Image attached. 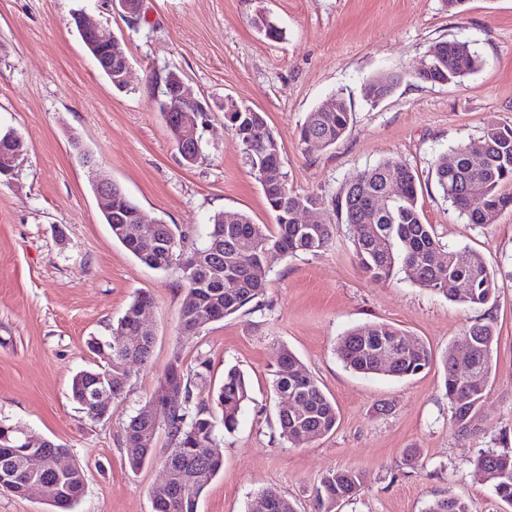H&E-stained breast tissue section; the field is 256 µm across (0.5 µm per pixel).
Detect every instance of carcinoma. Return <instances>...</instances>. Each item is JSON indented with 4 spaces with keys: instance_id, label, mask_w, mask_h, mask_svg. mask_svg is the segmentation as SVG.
I'll use <instances>...</instances> for the list:
<instances>
[{
    "instance_id": "obj_1",
    "label": "carcinoma",
    "mask_w": 512,
    "mask_h": 512,
    "mask_svg": "<svg viewBox=\"0 0 512 512\" xmlns=\"http://www.w3.org/2000/svg\"><path fill=\"white\" fill-rule=\"evenodd\" d=\"M435 55L425 57L427 69L416 72L426 83L438 79L446 83L460 82L466 74L479 69L482 59L467 41H442ZM398 78L381 74L368 79L363 86L365 98L375 88L391 92ZM336 107L327 111L322 104L309 112L300 126L304 144L319 142L328 148L347 134L353 124L351 105L344 97H335ZM246 163L256 168L268 164L282 168V150L278 138L259 112H245L241 121L231 125ZM437 187L460 214L471 224H491L495 217L512 208V193L503 188L512 185V128L487 124L483 135L459 144L438 156L434 164ZM398 182L401 193L386 198V185ZM267 203L275 215L276 232L267 225L256 224L241 214L233 223L224 213L211 216L209 229L201 244L185 247L184 236L169 224H133L131 215L138 206L121 194L112 202V238L121 243L146 266L163 272L175 269L182 282L184 298L179 313L178 329L183 336H195V328L208 326L238 312L263 295L270 262L298 252L318 254L333 245L336 228L331 224H303L298 214L306 209L326 205L317 194H298L288 189L286 180L275 179L261 184ZM480 206L469 209L471 198ZM333 210L349 226L358 265L371 280L385 282L401 270L420 287L441 294L452 301L485 305L498 288L497 273L473 255L468 259L448 248V262L435 264L432 256L442 250L433 227L422 220L418 179L412 169L400 160L388 159L363 170L357 179L331 200ZM152 241L149 249L140 240ZM152 298L137 296L124 315L112 326L108 337H94L90 348L102 365L78 372L71 384L73 400L87 414H92V400L104 388L112 387V398L124 392L129 377L128 366L142 365L152 357L155 337L145 336L142 343L126 347L119 337L134 336L142 311L151 307ZM405 334L388 323L355 327L339 338L336 347L344 367L364 376L403 379L429 368L434 361L430 347L421 340L407 348ZM463 337L469 339L473 363L477 366L474 380L460 377L453 361V349L441 356L443 384L452 404V421L457 433L467 435L475 430L474 419L485 397L486 383L492 371L495 330L492 322H476ZM392 354L381 362V352ZM278 370L273 386L276 393L288 399L277 418L279 434L296 445L298 438L311 441L330 433L336 426L337 413L317 379L286 347L278 351ZM178 382L183 388L179 406L170 410L161 422H155L141 405L129 417L124 434H142L147 451L128 454L132 468L161 458L170 467V489L153 499L154 512H197L201 493L223 469L220 457L205 459L202 449L216 446L218 430L214 415L204 401L197 399L191 377L185 375L182 357L176 352L165 367L160 383ZM248 397L245 377L236 368L224 375L217 393L224 430L231 433L238 426L239 414ZM165 433L168 447L157 452V439ZM25 444L13 427L0 424V478L9 482L8 493L25 496L28 484L41 482L53 490L46 501L53 512H72L85 489L83 468L75 466L66 475L48 468L33 475L22 461ZM481 470L495 473L498 497L512 504V456L487 454L478 459ZM362 475L349 469H333L325 473L317 488L318 512H335L340 502L355 497L362 488ZM251 512H295L292 503L282 497L267 503L258 497ZM428 512H470L469 504L450 494L435 500Z\"/></svg>"
}]
</instances>
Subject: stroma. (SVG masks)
I'll return each mask as SVG.
<instances>
[{"label":"stroma","mask_w":512,"mask_h":512,"mask_svg":"<svg viewBox=\"0 0 512 512\" xmlns=\"http://www.w3.org/2000/svg\"><path fill=\"white\" fill-rule=\"evenodd\" d=\"M265 12L283 31L268 38L253 22ZM84 14L123 43L127 90L113 88L73 24ZM458 39L484 58L458 83L420 82L415 71L432 45ZM180 70L207 104L204 152L186 164L154 99L155 77ZM401 77L393 92L367 101L365 80ZM353 112L334 146H306L299 127L334 95ZM233 98L261 112L283 151L282 172L299 194L334 197L365 168L388 159L421 183L424 223L442 243L478 255L498 274L484 306L453 302L404 274L386 282L360 269L346 225L332 208L336 242L321 254L270 264L263 296L199 335L183 336V293L176 272L151 269L112 233L89 174L71 146L79 139L143 212L200 241L211 215L274 217L238 140L224 120ZM512 127V0H467L459 14L444 0H142L139 25L111 0H0V130L14 131L26 154L0 183V423L66 446L85 472L73 512H154L160 460L131 469L123 425L159 388L173 353L195 373L197 398L210 399L225 372L240 369L249 398L233 433L216 450L224 468L201 494L197 512H248L274 493L297 512H317L323 474L351 469L363 489L336 512H427L455 494L471 512H512L475 467L480 455L512 453V211L496 221H466L434 183L436 157L478 139L488 122ZM153 299L151 361L132 367L109 415L91 419L71 398L73 376L98 364L87 347L107 336L137 293ZM493 321L496 343L476 431L452 423L440 364L405 380L345 369L335 347L353 327L386 322L442 354L477 322ZM291 350L338 411L335 429L292 445L279 436L282 406L272 387L280 347ZM419 463L404 465L407 449Z\"/></svg>","instance_id":"stroma-1"}]
</instances>
